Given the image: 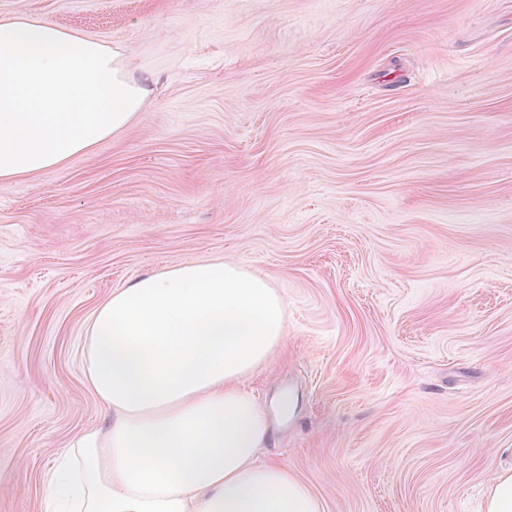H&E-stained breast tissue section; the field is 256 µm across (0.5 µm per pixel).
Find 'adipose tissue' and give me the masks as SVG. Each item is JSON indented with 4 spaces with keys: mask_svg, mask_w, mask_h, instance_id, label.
<instances>
[{
    "mask_svg": "<svg viewBox=\"0 0 512 512\" xmlns=\"http://www.w3.org/2000/svg\"><path fill=\"white\" fill-rule=\"evenodd\" d=\"M153 76L48 20L0 16V185L127 129ZM286 338V302L234 261L139 277L92 312L88 384L109 414L57 457L49 512H321L242 380Z\"/></svg>",
    "mask_w": 512,
    "mask_h": 512,
    "instance_id": "obj_1",
    "label": "adipose tissue"
}]
</instances>
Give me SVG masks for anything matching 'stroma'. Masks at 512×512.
Masks as SVG:
<instances>
[{
    "label": "stroma",
    "instance_id": "obj_1",
    "mask_svg": "<svg viewBox=\"0 0 512 512\" xmlns=\"http://www.w3.org/2000/svg\"><path fill=\"white\" fill-rule=\"evenodd\" d=\"M158 83L0 186V512L106 413L94 308L233 260L287 304L242 381L322 512H482L512 467V0H0Z\"/></svg>",
    "mask_w": 512,
    "mask_h": 512
}]
</instances>
